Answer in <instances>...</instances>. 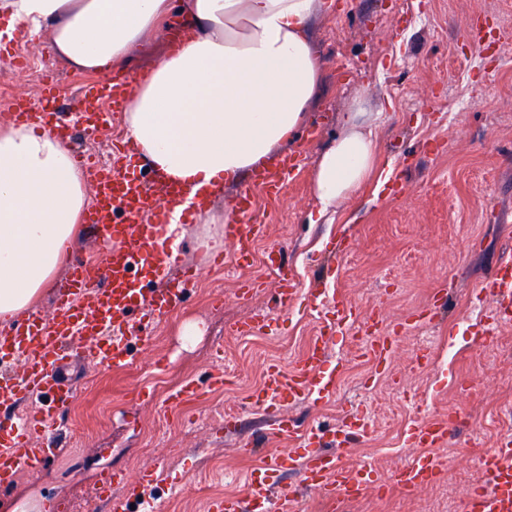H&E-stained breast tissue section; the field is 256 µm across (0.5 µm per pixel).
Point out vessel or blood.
<instances>
[{"instance_id": "vessel-or-blood-1", "label": "vessel or blood", "mask_w": 512, "mask_h": 512, "mask_svg": "<svg viewBox=\"0 0 512 512\" xmlns=\"http://www.w3.org/2000/svg\"><path fill=\"white\" fill-rule=\"evenodd\" d=\"M130 85L128 77L114 74L81 89L77 109L87 130H97L104 105L116 110L123 107ZM55 101L52 91L44 90L38 100L15 101L13 116L20 122L39 121L63 142H71L66 112ZM300 165L299 155H289L276 169L256 171L251 183L262 187L271 198H279ZM89 176L94 203L84 222L96 240L109 246L108 258L100 264L80 259L72 262L67 287L54 301L51 318L33 313L0 328L1 490L12 489L22 471L36 469L44 460V446L53 441L76 396L62 373L75 347L89 346L100 365L129 368L133 362L129 314L143 307L161 318L184 307L190 298L184 283L159 289L155 282L164 271L165 250L173 237L171 211L186 204L203 211L208 193L185 183L150 184L145 176L130 174L120 159L107 168H91ZM234 209L240 220L225 225L224 240L234 246L238 265L245 266L264 227L254 221L250 192L238 196ZM487 286L493 296V323H511L512 265L497 267ZM358 320L353 309L337 302L332 314L323 318L319 334L312 337L298 366H268L250 404L272 417L276 432L296 435L297 444L288 453L265 461L258 474L251 476L246 497L213 500L210 512H284L303 494L317 495L332 507L361 498L372 489L395 487L412 492L441 474L445 463L437 450L446 445L456 424L447 414L427 411L408 426L406 442L418 453L387 478L380 477L370 465L343 463L334 451L335 433L313 428L299 431L290 419L281 416L283 404L336 396L342 368L328 366L327 341L343 324ZM360 349L370 360L384 365L393 357L395 342L377 326L366 335ZM471 454L486 482L466 494L463 512H512V440L493 450L474 446ZM287 472L297 475L295 485H281L280 477ZM115 477V471L101 472L96 503L102 504L105 512H142L144 497L139 486L125 484L123 495L113 497L109 484Z\"/></svg>"}]
</instances>
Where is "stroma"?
Returning a JSON list of instances; mask_svg holds the SVG:
<instances>
[{"label":"stroma","mask_w":512,"mask_h":512,"mask_svg":"<svg viewBox=\"0 0 512 512\" xmlns=\"http://www.w3.org/2000/svg\"><path fill=\"white\" fill-rule=\"evenodd\" d=\"M311 38L321 87L288 146L301 153L302 165L279 199L252 190L266 226L254 247L261 254L281 245L285 270L302 295L279 308L278 283L258 265L226 278L220 258L232 246L205 250L202 225L188 223L177 264L195 267L197 282L182 321L197 324L199 334L188 341L172 331L170 320L134 314L135 369L113 372L90 357L68 366L67 376L83 388L68 417V452L24 471L15 487L0 493V512H40L41 504L55 502L87 507L103 470L132 478L150 473L146 494L162 512H207L211 499L244 494L264 457L287 451L290 442L273 434L261 453L244 455L239 437L225 436L222 413L229 406L246 425L265 424L251 411L249 395L269 363L295 366L318 333L306 297L310 289L326 290L362 315L381 310L398 350L384 369L340 340L330 341L329 362L344 366L337 409L305 400L282 406L283 414L303 426L321 420L329 428L356 409L387 417L382 433L336 450L343 461L370 462L385 476L414 456L404 431L422 411L460 416L447 447L438 451L448 467L437 486L371 492L352 502L351 512H436L449 487L484 483L483 472L464 453L472 429L481 428L489 448L512 427L504 415L512 407V326L502 328L492 345L481 344L487 320L473 307L479 298L492 306L480 289L512 248V0H334L332 11L312 22ZM19 55L50 57L46 36L0 46L7 94L32 99L29 72L12 68ZM358 99L378 115L379 164L338 207L332 223H310L319 208L312 190L318 157ZM125 136L123 115L116 112L111 124L77 135L74 145L108 159ZM434 139L440 151L429 149ZM393 185L403 186V194L390 196ZM245 278L260 286L244 298L238 289ZM437 290L448 298L441 309L433 306ZM425 310L430 323L406 328L411 315ZM258 314L277 325L272 338L228 335L229 326ZM422 336L437 338L438 359L420 366L412 354ZM223 357L237 365L235 389L208 390L179 412L163 413L158 378L194 379ZM473 376L490 387L478 404L458 391ZM157 424L167 426V438L151 437ZM228 473L234 476L229 484Z\"/></svg>","instance_id":"35a3bbf8"}]
</instances>
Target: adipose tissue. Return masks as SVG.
<instances>
[{
	"label": "adipose tissue",
	"mask_w": 512,
	"mask_h": 512,
	"mask_svg": "<svg viewBox=\"0 0 512 512\" xmlns=\"http://www.w3.org/2000/svg\"><path fill=\"white\" fill-rule=\"evenodd\" d=\"M327 0H0V39L48 34L72 69L130 64L171 17L191 32L136 85L126 132L163 176L220 188L291 142L321 69L310 24ZM361 113L343 117L313 176L322 212L335 210L377 161ZM88 204L69 149L36 125L0 124V317L31 307L53 279Z\"/></svg>",
	"instance_id": "obj_1"
}]
</instances>
